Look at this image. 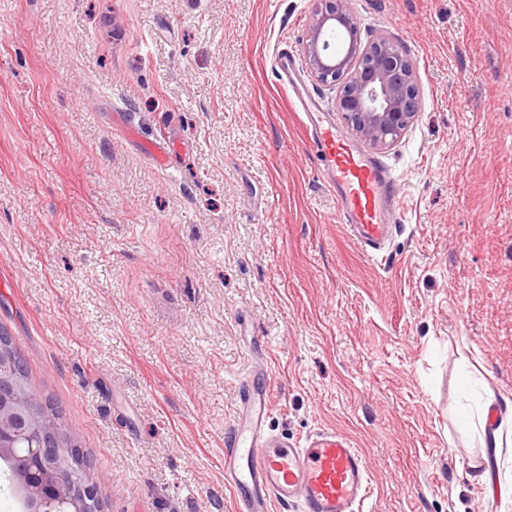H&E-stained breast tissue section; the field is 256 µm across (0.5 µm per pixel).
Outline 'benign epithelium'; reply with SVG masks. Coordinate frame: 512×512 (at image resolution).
I'll return each mask as SVG.
<instances>
[{
  "mask_svg": "<svg viewBox=\"0 0 512 512\" xmlns=\"http://www.w3.org/2000/svg\"><path fill=\"white\" fill-rule=\"evenodd\" d=\"M303 46L311 74L337 87L336 108L352 131L373 147L397 142L421 110L413 65L383 31L363 44L350 0H314ZM20 380L0 375V469L8 475L21 512H103L83 475L82 450L61 448L55 415Z\"/></svg>",
  "mask_w": 512,
  "mask_h": 512,
  "instance_id": "benign-epithelium-1",
  "label": "benign epithelium"
}]
</instances>
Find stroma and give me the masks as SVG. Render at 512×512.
<instances>
[{"mask_svg": "<svg viewBox=\"0 0 512 512\" xmlns=\"http://www.w3.org/2000/svg\"><path fill=\"white\" fill-rule=\"evenodd\" d=\"M421 111L365 148L302 53L313 0H0V328L104 512H233L224 436L264 352L268 429L368 456L371 512H512V0H351ZM401 199L363 254L292 92ZM498 446L459 422L484 390Z\"/></svg>", "mask_w": 512, "mask_h": 512, "instance_id": "35a3bbf8", "label": "stroma"}]
</instances>
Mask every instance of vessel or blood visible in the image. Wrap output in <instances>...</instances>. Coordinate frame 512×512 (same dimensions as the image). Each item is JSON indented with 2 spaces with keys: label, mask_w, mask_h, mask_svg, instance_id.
<instances>
[{
  "label": "vessel or blood",
  "mask_w": 512,
  "mask_h": 512,
  "mask_svg": "<svg viewBox=\"0 0 512 512\" xmlns=\"http://www.w3.org/2000/svg\"><path fill=\"white\" fill-rule=\"evenodd\" d=\"M298 103L344 223L365 255L379 254L399 215L394 176L346 142L335 126L323 124L312 99ZM269 386L267 369L251 373L237 422L224 439V482L233 492L234 512H273L274 505L291 503L301 512H362L371 491L365 454L329 430L300 443L268 432Z\"/></svg>",
  "instance_id": "vessel-or-blood-1"
}]
</instances>
